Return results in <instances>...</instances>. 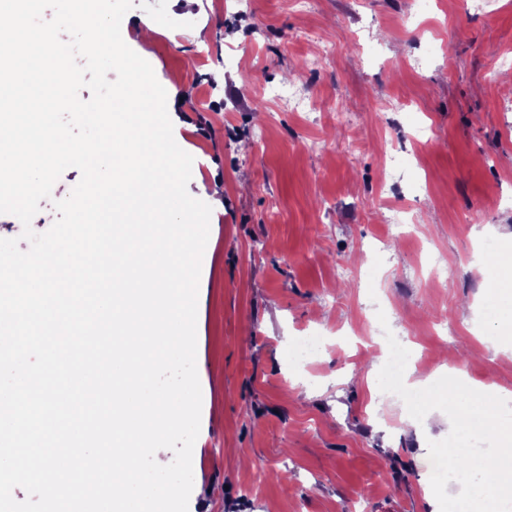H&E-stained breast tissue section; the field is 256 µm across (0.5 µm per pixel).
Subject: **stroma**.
<instances>
[{
	"label": "stroma",
	"instance_id": "1",
	"mask_svg": "<svg viewBox=\"0 0 512 512\" xmlns=\"http://www.w3.org/2000/svg\"><path fill=\"white\" fill-rule=\"evenodd\" d=\"M133 3L156 33L122 37L173 100L174 139L194 158L188 192L212 206L188 512H342L356 499L429 512L428 443L451 425L436 410L417 432L368 358L382 312L426 356L416 378L434 379L445 350L468 386L512 394V334L487 311L495 272L477 255L487 237L512 254V83L496 65L512 53V0L471 12L432 0L423 16L412 0H314L307 13L288 0ZM305 29L338 47L308 90L348 125L262 101L300 74ZM399 209L413 234L391 223ZM314 330L321 353L294 368L293 342Z\"/></svg>",
	"mask_w": 512,
	"mask_h": 512
}]
</instances>
